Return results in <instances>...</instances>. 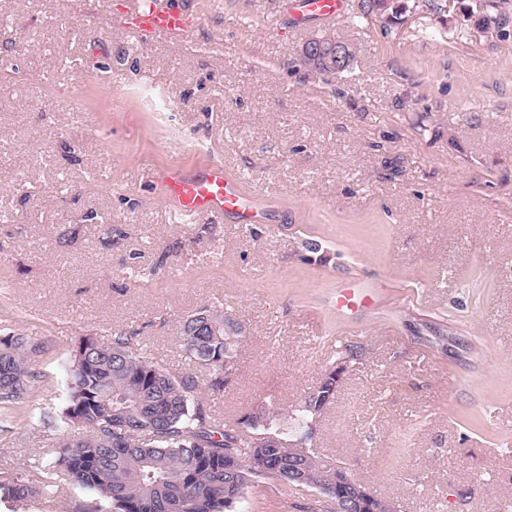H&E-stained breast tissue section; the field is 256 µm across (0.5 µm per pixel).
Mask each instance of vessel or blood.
<instances>
[{"instance_id":"vessel-or-blood-1","label":"vessel or blood","mask_w":512,"mask_h":512,"mask_svg":"<svg viewBox=\"0 0 512 512\" xmlns=\"http://www.w3.org/2000/svg\"><path fill=\"white\" fill-rule=\"evenodd\" d=\"M346 0H298L296 20L317 18L332 21L343 16ZM197 23L187 10L167 0H129L123 25L141 41L158 36L186 39ZM161 192L180 223H194L203 215L224 217L226 221L251 228L268 220L267 207L260 200H246L237 179L229 177L221 164L208 162L192 169L169 168L158 177ZM367 292L354 285L336 291V310L346 314L367 306Z\"/></svg>"}]
</instances>
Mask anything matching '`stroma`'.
Returning <instances> with one entry per match:
<instances>
[{"instance_id": "1", "label": "stroma", "mask_w": 512, "mask_h": 512, "mask_svg": "<svg viewBox=\"0 0 512 512\" xmlns=\"http://www.w3.org/2000/svg\"><path fill=\"white\" fill-rule=\"evenodd\" d=\"M171 2L197 28L143 44L127 0H0V335L50 342L0 410V471L53 461L39 410L78 337L136 332L229 424L290 415L354 345L315 448L399 512H512V9L488 32L475 0L300 23L284 0ZM325 33L350 72L300 63ZM206 160L272 222L177 223L150 174ZM350 281L373 304L341 317ZM204 305L246 328L220 391L179 340ZM323 510L265 484L236 505Z\"/></svg>"}]
</instances>
